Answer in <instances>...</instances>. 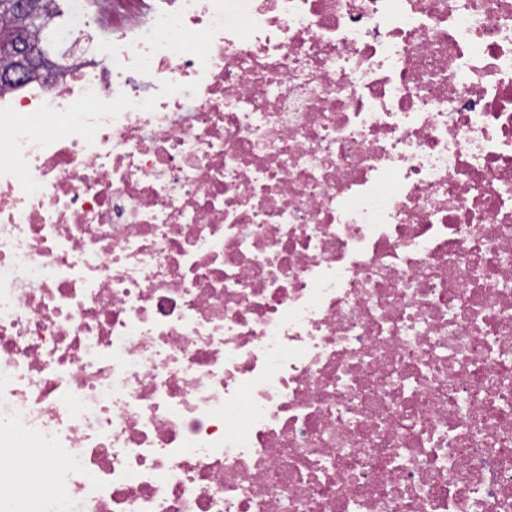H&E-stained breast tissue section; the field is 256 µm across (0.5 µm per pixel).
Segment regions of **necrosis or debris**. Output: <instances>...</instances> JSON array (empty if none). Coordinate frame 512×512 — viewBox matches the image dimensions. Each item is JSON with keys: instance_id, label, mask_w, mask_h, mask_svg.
Returning a JSON list of instances; mask_svg holds the SVG:
<instances>
[{"instance_id": "4bbe7bcc", "label": "necrosis or debris", "mask_w": 512, "mask_h": 512, "mask_svg": "<svg viewBox=\"0 0 512 512\" xmlns=\"http://www.w3.org/2000/svg\"><path fill=\"white\" fill-rule=\"evenodd\" d=\"M107 40L0 92V512H512V0Z\"/></svg>"}]
</instances>
